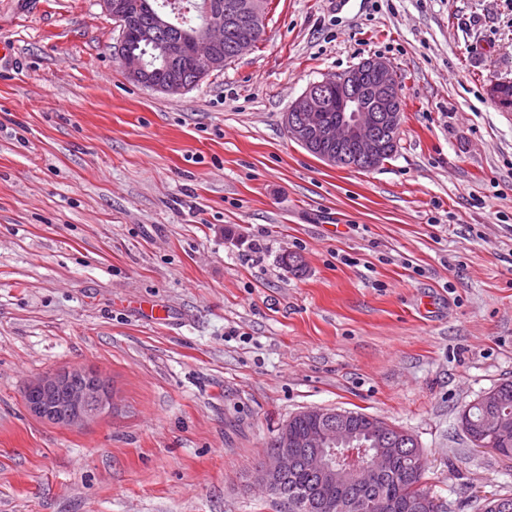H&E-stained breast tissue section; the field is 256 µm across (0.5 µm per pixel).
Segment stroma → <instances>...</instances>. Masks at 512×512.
Segmentation results:
<instances>
[{"instance_id": "stroma-1", "label": "stroma", "mask_w": 512, "mask_h": 512, "mask_svg": "<svg viewBox=\"0 0 512 512\" xmlns=\"http://www.w3.org/2000/svg\"><path fill=\"white\" fill-rule=\"evenodd\" d=\"M0 42V512H276L255 472L310 407L411 433L444 512L512 495L460 422L512 380V110L487 92L512 0H268L257 47L175 96L125 75L97 0H0ZM372 55L397 152L328 164L285 114ZM80 365L118 410L33 417L26 384Z\"/></svg>"}]
</instances>
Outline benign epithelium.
Listing matches in <instances>:
<instances>
[{
  "label": "benign epithelium",
  "mask_w": 512,
  "mask_h": 512,
  "mask_svg": "<svg viewBox=\"0 0 512 512\" xmlns=\"http://www.w3.org/2000/svg\"><path fill=\"white\" fill-rule=\"evenodd\" d=\"M103 11L119 27L126 22L124 0H98ZM262 0H250L244 8L253 31L262 29ZM242 12V13H244ZM242 13L208 10L203 14L199 40L208 47L202 55L191 53L192 73L203 76L224 70V36L232 31ZM117 53L127 76L144 86L166 95L181 94L193 83L176 70L157 79L148 70L143 57L131 51L125 38L119 39ZM336 99V121H325L329 100ZM401 88L389 62L381 56H369L356 67L336 78L310 84L292 103L286 113L288 135L304 147L313 143L329 146L322 158L331 165L340 163L330 146L345 141L354 146L358 157L368 163L377 161L383 151L378 130H396L401 126ZM24 402L34 416L65 427H83L117 406L115 395L107 385V377L98 369L77 366L45 373L31 380L24 389ZM300 414L313 417L317 427L297 444L293 421H286L278 431V448L265 455L257 483L272 493L278 481L299 465L327 483L342 484L351 493L360 482L377 474L403 457H415L421 450L415 438L406 437L393 448V435L388 422L368 419L369 430L388 447L373 451L355 442L358 429L354 414L347 410L306 408ZM302 447L298 454L296 447Z\"/></svg>",
  "instance_id": "benign-epithelium-1"
}]
</instances>
